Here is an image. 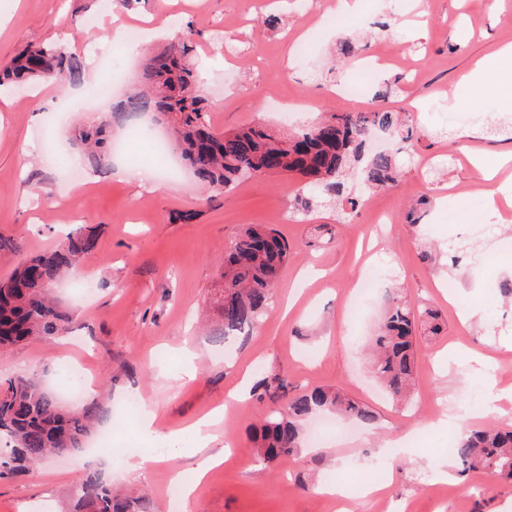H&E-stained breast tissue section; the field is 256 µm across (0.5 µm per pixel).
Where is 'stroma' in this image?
<instances>
[{"label": "stroma", "instance_id": "35a3bbf8", "mask_svg": "<svg viewBox=\"0 0 512 512\" xmlns=\"http://www.w3.org/2000/svg\"><path fill=\"white\" fill-rule=\"evenodd\" d=\"M336 0H131L117 11L101 0H0V66L36 43L64 47L85 67L104 69L124 46L110 40L114 20L129 27L151 23L170 42L194 32L191 58L209 99V120L219 131L265 124L284 136L342 112L385 107L406 113L415 145L397 138L371 140L369 150L393 153L400 176L378 193L350 190L360 206L352 221L336 209L313 206L298 219L303 183L292 174L241 182L230 194L206 200L189 174L159 177L148 192L96 173L81 162L78 179L66 170L75 157L71 140L96 125L100 110L88 99L92 81L69 87L45 84L0 88V232L22 238L25 252L55 247L62 231L99 226L95 249L78 277L90 280L89 296L67 286L56 295L78 312L67 336H49L0 353V381L43 374L54 395L66 382L65 364L86 365L94 395L113 408L131 393L159 403L157 434L143 439L140 420L106 417L101 427L122 447L138 440L141 468L113 466L103 453L82 452L42 463L22 477L0 478V512H68L72 486L90 471L133 495L147 494L152 512H170L174 481L190 487L182 512H512V485L475 471L461 477L445 452L447 405L497 400L495 420L512 425V304L500 283L512 275V208L502 221L484 213L488 191L512 175L482 180L462 144L490 153L512 142V130L487 134L478 108L458 86L461 74L512 39V0L493 13L481 0H365L356 18L335 13ZM276 27L263 26L267 16ZM308 30L304 52L293 49L297 31ZM355 37L357 53L343 59L340 41ZM392 61L372 80L364 100L340 95L359 78L362 58L377 51ZM300 105L286 120L274 98ZM457 98L449 106V98ZM468 131V142L457 134ZM194 212L185 222L181 213ZM417 224H409L408 212ZM387 216L378 236L365 239L373 213ZM269 225L288 239L294 255L282 270L272 310L246 342L224 345L205 335L201 317L217 318L215 297L230 240L243 228ZM323 225L313 237V225ZM477 246L463 278L451 276L448 255ZM429 247L433 264L419 252ZM403 288L412 303L434 304L443 315L438 337H418L412 405L389 401L372 378L365 342L384 309L387 290ZM195 354L197 378L184 383L182 349ZM492 355L491 367L478 357ZM278 369L289 394L314 386L337 388L368 405L376 420L349 421L320 448H304L272 469H258L250 427L261 413L251 398L231 392L243 373ZM220 409L224 419L208 450L190 438L170 448L169 432ZM404 447H393L397 437ZM222 464L198 470L208 453ZM447 477H440V470ZM344 487L346 501L322 493ZM373 484L381 495L367 494Z\"/></svg>", "mask_w": 512, "mask_h": 512}]
</instances>
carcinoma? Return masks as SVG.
Returning <instances> with one entry per match:
<instances>
[{
	"mask_svg": "<svg viewBox=\"0 0 512 512\" xmlns=\"http://www.w3.org/2000/svg\"><path fill=\"white\" fill-rule=\"evenodd\" d=\"M192 35L188 29L153 53L142 68L140 86L113 104L109 117L95 131L80 133L74 149L104 172L109 160L105 129L129 126L149 115L167 127L181 160L211 199L248 177L291 173L304 179L307 192L313 195L311 200H301L303 215H308L312 202L320 200L356 212L359 201L346 196V176L362 161L371 132L404 128L399 114L384 109L334 114L288 139L262 126L217 132L208 120L209 105L190 62ZM42 78L77 86L85 80L84 64L75 54L32 45L0 74V83ZM412 138L409 127L403 140ZM397 178L395 161L387 152L373 154L363 169L364 182L371 189L392 187ZM97 236V228L86 226L67 235L55 249L28 256L17 237L0 234V253L20 255L12 272L0 280L1 350L68 331L75 314L58 305L52 289L77 271L82 258L95 248ZM291 256L292 246L275 229L251 226L243 230L224 252V282L218 301L222 322L212 335L228 343L245 341L267 313L280 271ZM423 316L429 320L430 332L439 333L437 311L428 307L417 312L400 289L389 290L373 336L371 369L396 402L412 396L414 341ZM252 393L264 409L260 427L255 429V463L263 469L300 450L302 422L317 411L331 410L365 423L376 420L368 407L335 390L316 387L290 396L285 376L276 371L264 373ZM102 418L97 400L65 406L44 387L37 373L7 380L0 398V441L9 443V452L0 461V476L25 472L59 454L82 451ZM457 457L464 473L478 470L494 480L512 482V428L490 427L464 434ZM71 512H148V500L114 490L92 471L75 486Z\"/></svg>",
	"mask_w": 512,
	"mask_h": 512,
	"instance_id": "cac0c4a2",
	"label": "carcinoma"
}]
</instances>
